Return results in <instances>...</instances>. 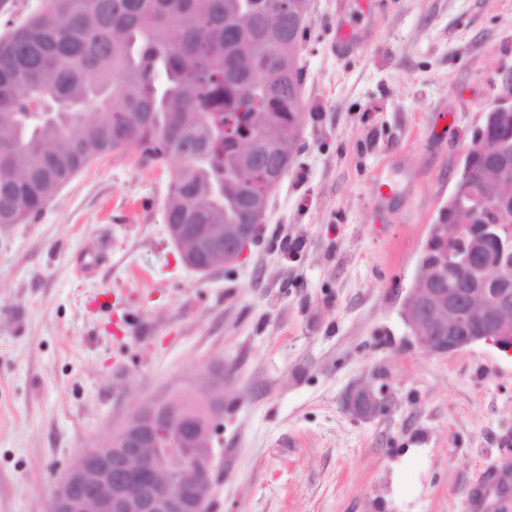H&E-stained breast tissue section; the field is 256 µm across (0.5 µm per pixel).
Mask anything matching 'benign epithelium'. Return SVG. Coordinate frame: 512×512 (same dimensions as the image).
<instances>
[{"label":"benign epithelium","instance_id":"obj_1","mask_svg":"<svg viewBox=\"0 0 512 512\" xmlns=\"http://www.w3.org/2000/svg\"><path fill=\"white\" fill-rule=\"evenodd\" d=\"M512 199L480 192L471 198V209L480 214ZM263 211L251 224L210 228L188 239L185 224H167L171 240L183 262L208 272L212 258L221 254L228 264L240 258L258 236ZM466 238L468 250L482 252L497 242L496 260L483 271L492 275V286L478 285L463 294L437 287L440 273L420 288H412L404 301L408 321L420 349L446 354L478 341L501 349L512 348V231L500 224L463 226L454 236ZM205 395L224 384V371L206 366L201 375ZM385 387L358 385L344 398L345 409L359 419L379 415L387 402ZM224 428L223 410L212 408L204 426L186 421L179 401L163 408L146 403L128 415L112 432V448L98 453L85 448L60 477L49 503L50 512H210V491L217 459L212 437Z\"/></svg>","mask_w":512,"mask_h":512}]
</instances>
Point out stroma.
<instances>
[{
    "mask_svg": "<svg viewBox=\"0 0 512 512\" xmlns=\"http://www.w3.org/2000/svg\"><path fill=\"white\" fill-rule=\"evenodd\" d=\"M340 14L358 20L355 0H309L295 153L238 261L183 263L171 169L135 152L0 224V512H49L83 448L196 393L207 363L228 374L213 512H467L478 473L512 463V355L423 352L402 315L471 136L512 88V0H380L348 57ZM380 178L403 192L378 202ZM359 382L387 387L374 419L344 407ZM362 47L359 31L343 16L336 18V52L350 53Z\"/></svg>",
    "mask_w": 512,
    "mask_h": 512,
    "instance_id": "stroma-1",
    "label": "stroma"
}]
</instances>
